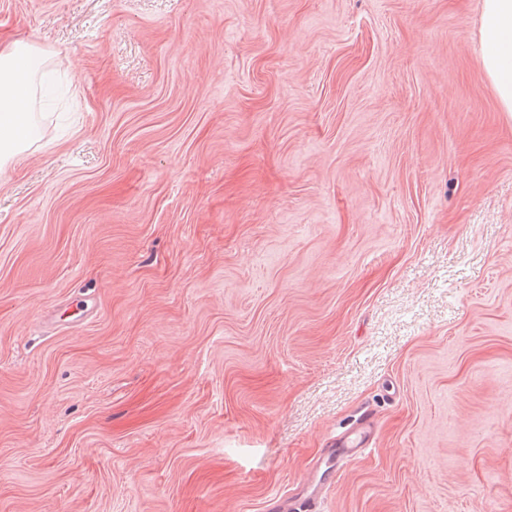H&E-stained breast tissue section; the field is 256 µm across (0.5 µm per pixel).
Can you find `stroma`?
Listing matches in <instances>:
<instances>
[{
	"label": "stroma",
	"instance_id": "stroma-1",
	"mask_svg": "<svg viewBox=\"0 0 512 512\" xmlns=\"http://www.w3.org/2000/svg\"><path fill=\"white\" fill-rule=\"evenodd\" d=\"M480 3L0 0L64 88L0 170V512H512ZM371 435V425L366 420L359 422L353 434L354 438L342 441L339 444L341 455L345 459H351L361 450L362 447L367 446Z\"/></svg>",
	"mask_w": 512,
	"mask_h": 512
}]
</instances>
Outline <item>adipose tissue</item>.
Returning a JSON list of instances; mask_svg holds the SVG:
<instances>
[{
	"label": "adipose tissue",
	"mask_w": 512,
	"mask_h": 512,
	"mask_svg": "<svg viewBox=\"0 0 512 512\" xmlns=\"http://www.w3.org/2000/svg\"><path fill=\"white\" fill-rule=\"evenodd\" d=\"M480 40L484 70L503 111L512 112V0H482ZM48 58L23 40L0 48V168L37 138L36 83Z\"/></svg>",
	"instance_id": "obj_1"
}]
</instances>
